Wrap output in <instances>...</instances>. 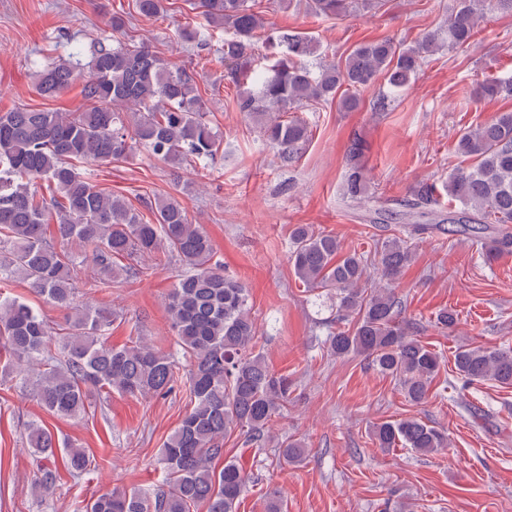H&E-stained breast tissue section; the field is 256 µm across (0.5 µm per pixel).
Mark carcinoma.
I'll use <instances>...</instances> for the list:
<instances>
[{
    "label": "carcinoma",
    "mask_w": 512,
    "mask_h": 512,
    "mask_svg": "<svg viewBox=\"0 0 512 512\" xmlns=\"http://www.w3.org/2000/svg\"><path fill=\"white\" fill-rule=\"evenodd\" d=\"M354 0H307L319 18L347 16ZM139 15L153 17L163 0H135ZM200 27L183 29L181 41L204 47L212 32H224V67L237 93L239 111L259 124L266 143L283 161L298 155L309 134L305 123L285 118L291 109L339 99L345 110L359 106L360 92L382 76L390 90L408 86L434 52L470 45L484 13H512V0H459L448 28L424 34L412 45L390 38L361 43L344 59L312 69L308 58L317 47L302 33L269 40L279 48L273 60L257 41L264 21L255 0H193ZM125 26L112 17L114 37L89 49L88 60L73 55L44 62L36 71L39 95L56 98L76 82L87 106L80 112L46 111L27 106L0 113V281L18 277L46 303L68 311L58 329L29 304L0 292V346L15 362L30 368L22 385L58 420L85 416L93 392L116 390L129 396L171 393L184 380L189 411L164 442L158 464L163 483L151 491L106 492L94 496L86 512H237L247 483L237 460L224 459V439L237 431L255 455L272 443L286 463H298L306 449L299 440L276 441L274 418L288 405L292 382L270 369L254 350L257 326L249 293L224 273V263L199 224L192 223L171 197L154 203V220L121 197L96 189L77 163H104L126 158L144 147L164 160L213 162L223 136L204 119L208 107L194 75L159 56L145 43L129 45L115 34ZM512 92V83L488 80L481 98ZM461 165L448 177L447 193L457 210L443 216L436 209L435 186L417 184L407 201L412 231L444 230L481 240L489 256L512 254V111L463 132L455 143ZM363 144L348 148L345 194L368 201V181L358 159ZM55 226L53 238L47 237ZM90 248L89 288L101 290L124 275H144V258L176 259L182 270L167 297L166 309L186 360L178 362L144 340L114 347L108 342L115 319L108 308L78 298L80 261L68 246ZM127 263H121V260ZM407 242L393 238L377 252L380 278L392 281L409 265ZM290 261L296 278L309 291L336 294L348 326L328 336L332 356H359L379 373L395 379L405 398L425 403L440 370V355L414 336V323L402 317V301L391 288L375 285L364 258L343 250L338 239L310 224L290 233ZM464 383L495 381L512 386V349L467 345L453 358ZM373 437L382 448H410L430 454L448 447V438L416 417L377 424ZM35 456H49L55 435L43 423L28 427ZM71 474L89 470L90 456L75 445L64 448ZM56 475L41 471L32 490L47 494Z\"/></svg>",
    "instance_id": "carcinoma-1"
}]
</instances>
